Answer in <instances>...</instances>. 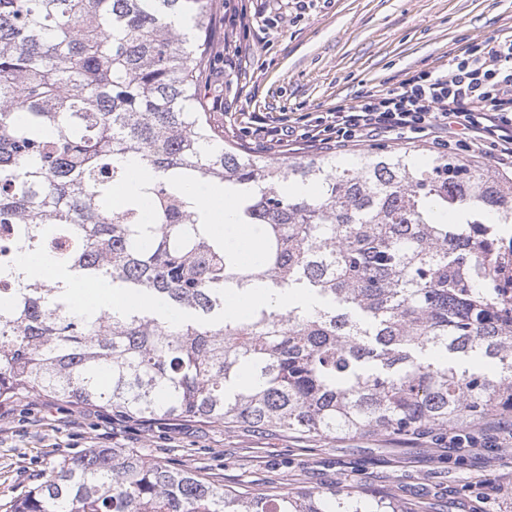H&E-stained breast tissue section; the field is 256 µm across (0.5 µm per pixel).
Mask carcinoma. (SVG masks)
<instances>
[{
  "label": "carcinoma",
  "mask_w": 512,
  "mask_h": 512,
  "mask_svg": "<svg viewBox=\"0 0 512 512\" xmlns=\"http://www.w3.org/2000/svg\"><path fill=\"white\" fill-rule=\"evenodd\" d=\"M213 0H0V402L22 393L319 437L512 414V177L459 154L276 161L224 138L200 79ZM136 159L145 201L112 208ZM246 188V266L189 183ZM310 184L313 196L287 195ZM154 223H142L143 205ZM67 239L64 250L52 243ZM52 257L68 279L26 278ZM160 304L73 313L74 281ZM259 292L246 320L225 295ZM480 353L498 369L456 361ZM9 512H408L345 487L247 497L126 448L63 457ZM54 261L45 255L25 256L21 260L20 271L27 277H37L46 274H52L54 271Z\"/></svg>",
  "instance_id": "carcinoma-1"
}]
</instances>
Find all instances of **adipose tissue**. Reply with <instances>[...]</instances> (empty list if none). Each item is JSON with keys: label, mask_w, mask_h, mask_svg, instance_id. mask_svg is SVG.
<instances>
[{"label": "adipose tissue", "mask_w": 512, "mask_h": 512, "mask_svg": "<svg viewBox=\"0 0 512 512\" xmlns=\"http://www.w3.org/2000/svg\"><path fill=\"white\" fill-rule=\"evenodd\" d=\"M188 195L200 211V221L214 234L222 236L241 263H254L260 254V237L251 226L240 224L241 198L221 185L196 183Z\"/></svg>", "instance_id": "adipose-tissue-1"}]
</instances>
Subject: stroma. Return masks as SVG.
Wrapping results in <instances>:
<instances>
[{
  "label": "stroma",
  "mask_w": 512,
  "mask_h": 512,
  "mask_svg": "<svg viewBox=\"0 0 512 512\" xmlns=\"http://www.w3.org/2000/svg\"><path fill=\"white\" fill-rule=\"evenodd\" d=\"M510 33L512 0H214V63L202 88L226 136L282 160L288 149L257 122H299L356 104ZM90 448H130L242 494L352 485L433 512H512V447L455 463L439 430L336 439L179 419L133 423L31 394L0 404V512L60 456Z\"/></svg>",
  "instance_id": "35a3bbf8"
}]
</instances>
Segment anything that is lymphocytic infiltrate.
<instances>
[{"mask_svg": "<svg viewBox=\"0 0 512 512\" xmlns=\"http://www.w3.org/2000/svg\"><path fill=\"white\" fill-rule=\"evenodd\" d=\"M267 133L281 146L338 149L378 136L409 144L428 138L438 150L483 155L512 170V34L456 55L446 71L413 76L399 89Z\"/></svg>", "mask_w": 512, "mask_h": 512, "instance_id": "1", "label": "lymphocytic infiltrate"}]
</instances>
